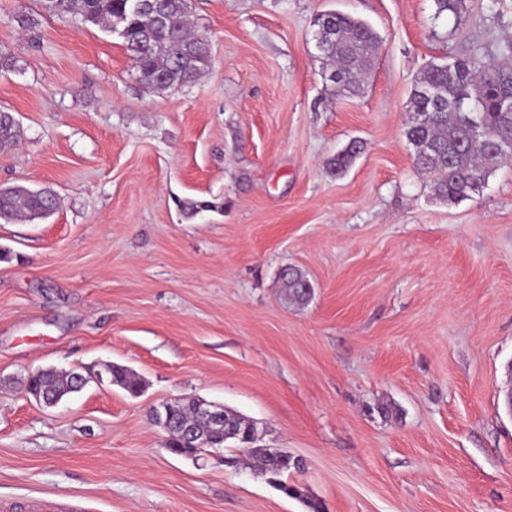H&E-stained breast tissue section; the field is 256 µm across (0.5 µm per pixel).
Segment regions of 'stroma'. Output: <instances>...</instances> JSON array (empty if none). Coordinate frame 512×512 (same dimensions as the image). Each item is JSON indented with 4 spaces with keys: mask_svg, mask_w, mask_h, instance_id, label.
I'll use <instances>...</instances> for the list:
<instances>
[{
    "mask_svg": "<svg viewBox=\"0 0 512 512\" xmlns=\"http://www.w3.org/2000/svg\"><path fill=\"white\" fill-rule=\"evenodd\" d=\"M487 4L189 0L212 66L157 92L118 34L0 0V109L22 132L0 187L58 201L0 222V500L308 512L238 448H163L150 408L201 397L302 460L288 481L323 512H512V166L451 203L404 136L427 62L473 47L502 62L512 0ZM330 9L383 40L361 95L323 78L312 23ZM287 267L307 304L286 298ZM109 364L143 391L94 379L47 407L24 390L39 368ZM283 287L292 300L300 303L307 302L312 295V287L306 277L298 270L292 269L282 275Z\"/></svg>",
    "mask_w": 512,
    "mask_h": 512,
    "instance_id": "1",
    "label": "stroma"
}]
</instances>
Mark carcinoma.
Wrapping results in <instances>:
<instances>
[{
	"mask_svg": "<svg viewBox=\"0 0 512 512\" xmlns=\"http://www.w3.org/2000/svg\"><path fill=\"white\" fill-rule=\"evenodd\" d=\"M49 15L71 14L82 24L101 25L108 29H125L123 42L133 56L138 79L150 90L163 91L193 82L212 66L209 45L205 38L188 32L187 0H141L144 9L158 19L142 27L143 16L129 11L127 0H41ZM315 28H324V49L321 55L328 62L326 73L338 96L355 95L362 83L381 39L366 21L342 11H328L313 21ZM512 100V64H491L484 53L472 48L463 55L448 54L438 62H430L414 79L408 104L416 115L406 127L404 136L414 151V165L433 177L436 194L450 202L473 198L486 186L489 176L502 166L512 165V112L501 104ZM20 128L14 115L0 110V151L19 143ZM362 151L354 142L332 159L336 174L345 172ZM54 193L43 189L31 191L23 186L0 190V220L42 218L47 210H55ZM289 298L307 302L312 287L306 277L293 269L282 275ZM110 381L126 392L136 395L142 381L129 369L115 364L106 368ZM26 390L46 400L59 401L75 391L71 371L42 369L26 381ZM237 430L251 435L255 447L245 449L247 460L268 483L285 495L302 500L310 512H320V505L305 490L291 485L285 476L296 467L288 453L274 452L257 444V429L236 415ZM192 425L208 431L189 401L172 408V428L165 434L162 447L175 455L191 456L196 450L187 447L180 435V426Z\"/></svg>",
	"mask_w": 512,
	"mask_h": 512,
	"instance_id": "obj_1",
	"label": "carcinoma"
}]
</instances>
